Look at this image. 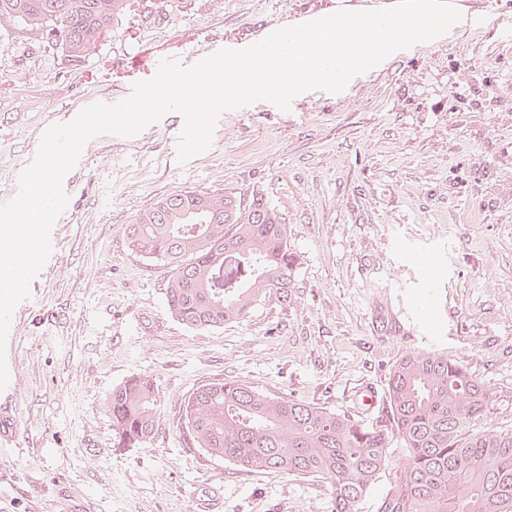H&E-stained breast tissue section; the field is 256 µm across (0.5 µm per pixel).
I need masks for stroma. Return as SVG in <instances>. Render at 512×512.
<instances>
[{
  "mask_svg": "<svg viewBox=\"0 0 512 512\" xmlns=\"http://www.w3.org/2000/svg\"><path fill=\"white\" fill-rule=\"evenodd\" d=\"M360 0H164L115 21L80 66L0 27V203L13 200L45 130L145 80L136 55L244 48ZM439 42L388 56L339 93L224 112L210 148L177 159L163 118L132 138L90 139L68 179L56 248L15 309L16 445L0 444V512H331L323 482L239 470L190 445L185 398L224 378L374 420L407 352L461 361L495 397L480 425L512 428V0H470ZM261 190L303 257L292 299L199 331L165 303L169 266L129 250L124 229L172 193ZM152 376L160 421L138 448L112 445V389ZM375 387L372 411L355 389Z\"/></svg>",
  "mask_w": 512,
  "mask_h": 512,
  "instance_id": "1",
  "label": "stroma"
}]
</instances>
